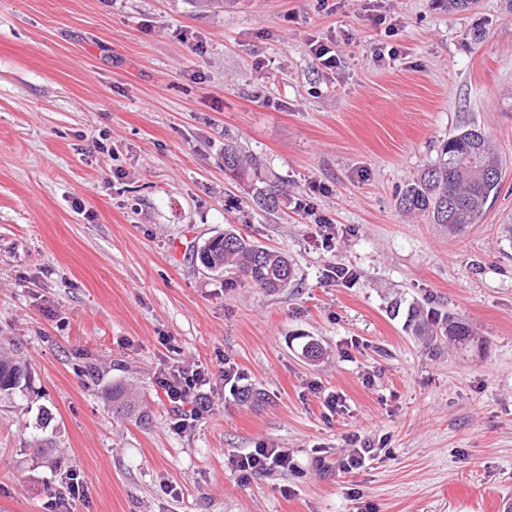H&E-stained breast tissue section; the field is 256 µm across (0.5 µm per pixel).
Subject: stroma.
Instances as JSON below:
<instances>
[{
	"label": "stroma",
	"instance_id": "1",
	"mask_svg": "<svg viewBox=\"0 0 512 512\" xmlns=\"http://www.w3.org/2000/svg\"><path fill=\"white\" fill-rule=\"evenodd\" d=\"M380 47L399 54L377 62ZM465 126L505 176L452 236L396 196ZM230 141L287 186L281 210L225 173ZM506 224L504 0H0V348L29 363L0 398V512H512ZM227 227L285 253L294 281L269 293L203 267L197 247ZM333 263L355 279H328ZM412 306L464 316L478 342L429 341ZM172 366L209 371L187 426L191 404L158 383ZM228 366L261 402L225 389ZM115 383L148 425L113 418ZM260 445L289 467L238 471Z\"/></svg>",
	"mask_w": 512,
	"mask_h": 512
}]
</instances>
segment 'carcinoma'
Here are the masks:
<instances>
[{
	"label": "carcinoma",
	"instance_id": "carcinoma-1",
	"mask_svg": "<svg viewBox=\"0 0 512 512\" xmlns=\"http://www.w3.org/2000/svg\"><path fill=\"white\" fill-rule=\"evenodd\" d=\"M224 170L243 174L242 159L231 143L224 144ZM501 181V164L490 152L485 134L475 127L466 128L449 136L440 146L437 160L407 182L399 193V205L460 231L479 222L484 205L499 193ZM286 197L288 190L275 182L253 193L256 205L272 212ZM197 254L206 268L242 275L268 292L286 287L294 275L282 252L255 244L233 229L207 240ZM444 333L448 342L462 349L478 342L470 323L452 314L444 320ZM27 377L26 358L0 354V395L23 388ZM106 398L112 402V414L148 424L149 415L140 409L131 389L114 385Z\"/></svg>",
	"mask_w": 512,
	"mask_h": 512
}]
</instances>
